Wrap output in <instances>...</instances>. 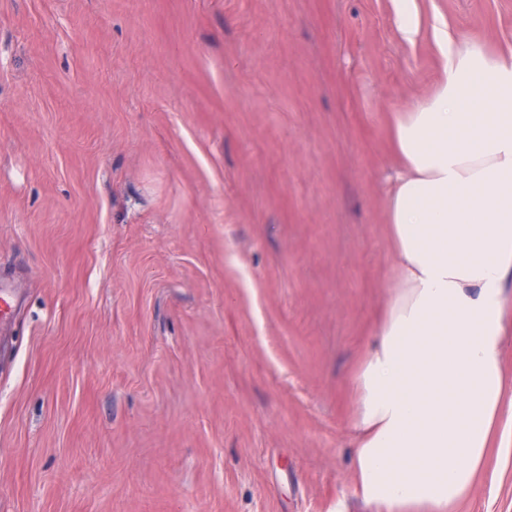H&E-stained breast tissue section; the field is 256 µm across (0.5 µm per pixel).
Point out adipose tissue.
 Here are the masks:
<instances>
[{
    "label": "adipose tissue",
    "mask_w": 512,
    "mask_h": 512,
    "mask_svg": "<svg viewBox=\"0 0 512 512\" xmlns=\"http://www.w3.org/2000/svg\"><path fill=\"white\" fill-rule=\"evenodd\" d=\"M438 35L443 79L393 125V293L353 378L354 489L374 512H455L512 415V52Z\"/></svg>",
    "instance_id": "adipose-tissue-1"
}]
</instances>
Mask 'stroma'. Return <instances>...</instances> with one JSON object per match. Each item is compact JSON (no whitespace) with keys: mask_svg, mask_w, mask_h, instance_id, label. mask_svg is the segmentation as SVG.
<instances>
[{"mask_svg":"<svg viewBox=\"0 0 512 512\" xmlns=\"http://www.w3.org/2000/svg\"><path fill=\"white\" fill-rule=\"evenodd\" d=\"M0 0V512H369L394 113L512 0ZM456 512H512V417ZM413 0H401L397 13V26L407 41H413L417 35V24L411 7Z\"/></svg>","mask_w":512,"mask_h":512,"instance_id":"stroma-1","label":"stroma"}]
</instances>
